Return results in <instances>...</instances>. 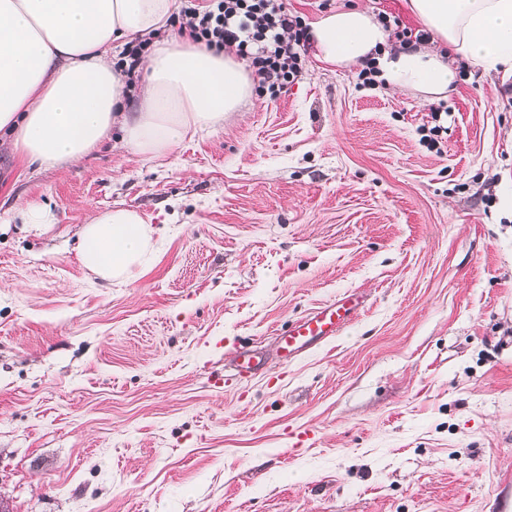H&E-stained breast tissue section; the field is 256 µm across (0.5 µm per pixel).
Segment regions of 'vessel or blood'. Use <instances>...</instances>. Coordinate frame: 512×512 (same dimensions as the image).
Returning <instances> with one entry per match:
<instances>
[{
    "label": "vessel or blood",
    "mask_w": 512,
    "mask_h": 512,
    "mask_svg": "<svg viewBox=\"0 0 512 512\" xmlns=\"http://www.w3.org/2000/svg\"><path fill=\"white\" fill-rule=\"evenodd\" d=\"M361 303V294L346 293L298 320L277 338L280 358L290 360L314 343L340 334L356 316Z\"/></svg>",
    "instance_id": "obj_1"
}]
</instances>
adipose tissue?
I'll use <instances>...</instances> for the list:
<instances>
[{
    "mask_svg": "<svg viewBox=\"0 0 512 512\" xmlns=\"http://www.w3.org/2000/svg\"><path fill=\"white\" fill-rule=\"evenodd\" d=\"M174 0H0V136L28 166L60 172L106 144L151 158L189 135L223 126L253 92L243 60L167 33ZM444 51L393 44L365 10L339 9L315 22L311 52L346 68L374 60L378 83L447 96L456 55L475 68L512 62V0H408ZM154 36L140 64L144 98L128 104L113 60L131 40ZM119 140H112L113 127ZM153 230L133 209L94 213L79 231L83 266L106 281L135 276Z\"/></svg>",
    "mask_w": 512,
    "mask_h": 512,
    "instance_id": "1",
    "label": "adipose tissue"
}]
</instances>
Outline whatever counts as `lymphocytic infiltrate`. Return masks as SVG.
I'll return each mask as SVG.
<instances>
[{
	"mask_svg": "<svg viewBox=\"0 0 512 512\" xmlns=\"http://www.w3.org/2000/svg\"><path fill=\"white\" fill-rule=\"evenodd\" d=\"M181 16L180 35L209 48L234 50L270 95L301 73L307 28L285 11L282 0H205L184 7Z\"/></svg>",
	"mask_w": 512,
	"mask_h": 512,
	"instance_id": "1",
	"label": "lymphocytic infiltrate"
}]
</instances>
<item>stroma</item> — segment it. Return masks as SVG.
Instances as JSON below:
<instances>
[{"label": "stroma", "instance_id": "stroma-1", "mask_svg": "<svg viewBox=\"0 0 512 512\" xmlns=\"http://www.w3.org/2000/svg\"><path fill=\"white\" fill-rule=\"evenodd\" d=\"M283 3L422 28L406 0ZM358 72L307 58L155 161L30 171L0 148L12 512H512V76L470 68L425 102ZM40 206L37 232L21 212ZM110 208L154 229L123 283L76 250ZM352 290L351 325L281 366L277 332Z\"/></svg>", "mask_w": 512, "mask_h": 512}]
</instances>
